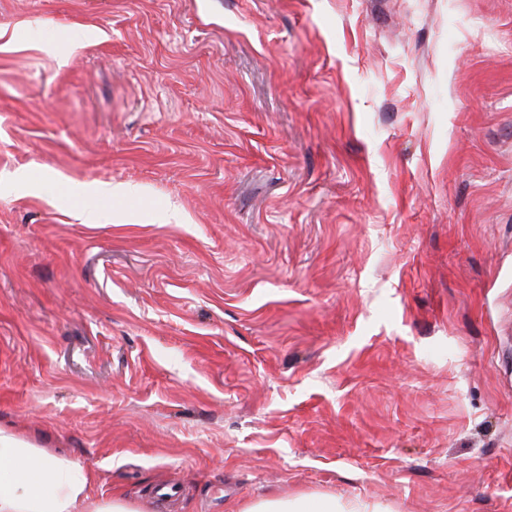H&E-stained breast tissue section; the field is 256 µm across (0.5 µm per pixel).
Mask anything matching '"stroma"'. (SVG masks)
<instances>
[{"mask_svg": "<svg viewBox=\"0 0 512 512\" xmlns=\"http://www.w3.org/2000/svg\"><path fill=\"white\" fill-rule=\"evenodd\" d=\"M0 428L139 512H512V0H0ZM367 508L346 507L336 505V501L308 497L296 501H282L277 499H264L257 501L244 512H367Z\"/></svg>", "mask_w": 512, "mask_h": 512, "instance_id": "35a3bbf8", "label": "stroma"}]
</instances>
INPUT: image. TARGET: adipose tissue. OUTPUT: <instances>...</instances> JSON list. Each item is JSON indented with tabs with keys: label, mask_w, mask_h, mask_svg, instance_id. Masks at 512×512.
<instances>
[{
	"label": "adipose tissue",
	"mask_w": 512,
	"mask_h": 512,
	"mask_svg": "<svg viewBox=\"0 0 512 512\" xmlns=\"http://www.w3.org/2000/svg\"><path fill=\"white\" fill-rule=\"evenodd\" d=\"M91 471L0 430V512H136L118 498L91 492ZM246 512H362L335 501L308 497L296 501L264 499Z\"/></svg>",
	"instance_id": "adipose-tissue-1"
}]
</instances>
